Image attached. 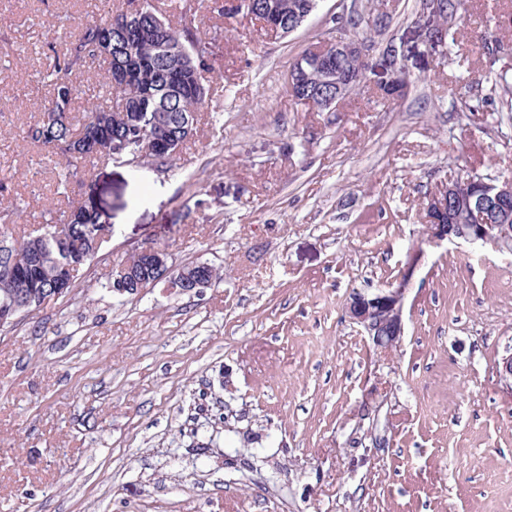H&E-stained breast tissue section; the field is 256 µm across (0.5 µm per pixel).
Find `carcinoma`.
<instances>
[{"mask_svg":"<svg viewBox=\"0 0 512 512\" xmlns=\"http://www.w3.org/2000/svg\"><path fill=\"white\" fill-rule=\"evenodd\" d=\"M317 0H288L283 19L265 10L268 0H251V10L281 28L294 26L310 16ZM141 35L127 41L112 34V59L99 60L97 42L101 24L88 23L69 44L63 57L55 58L41 73L48 87L42 115L19 130L22 141L56 158L57 181L63 188L80 182L88 165L113 159L112 143L125 145L120 161L139 168L152 162L170 164L192 134L184 119L197 112L209 93L203 77L206 42L191 27L163 19L151 3L140 21ZM101 61L99 85L112 95L104 107L89 104L82 115L73 114L82 94L80 77L89 65ZM105 127L98 133L90 119ZM166 140L171 151L147 152L151 139ZM17 204L0 202V309L50 295L57 288L74 287L79 272L96 256L93 243L105 230L106 216L89 200L67 202L46 212L50 232L15 238L8 233L17 224Z\"/></svg>","mask_w":512,"mask_h":512,"instance_id":"cac0c4a2","label":"carcinoma"}]
</instances>
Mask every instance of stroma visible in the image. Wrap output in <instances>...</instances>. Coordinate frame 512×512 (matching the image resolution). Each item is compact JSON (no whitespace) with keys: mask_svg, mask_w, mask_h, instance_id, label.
<instances>
[{"mask_svg":"<svg viewBox=\"0 0 512 512\" xmlns=\"http://www.w3.org/2000/svg\"><path fill=\"white\" fill-rule=\"evenodd\" d=\"M421 0H358L368 46L335 111L288 73L327 34L319 0L281 37L197 10L210 75L170 169L98 164L82 190L112 235L71 293L0 334V512H512V253L428 243L423 204L475 172L512 179V112L490 96L512 57V0H462L446 41ZM105 0H0V179L30 233L60 199L17 129L36 75ZM400 67L402 94L380 84ZM483 101L482 112L466 105ZM222 277L112 292L136 248ZM423 251L397 348L346 313Z\"/></svg>","mask_w":512,"mask_h":512,"instance_id":"1","label":"stroma"}]
</instances>
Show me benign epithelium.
I'll list each match as a JSON object with an SVG mask.
<instances>
[{"mask_svg":"<svg viewBox=\"0 0 512 512\" xmlns=\"http://www.w3.org/2000/svg\"><path fill=\"white\" fill-rule=\"evenodd\" d=\"M336 34L311 50V55L326 61L333 57L363 59L364 45L346 34L342 25L334 28ZM360 75L342 74L330 68L309 76L315 84L334 86L333 93L320 101L323 110H332L336 104L356 86ZM479 194L463 192L462 179H450L428 198L426 212L427 240L439 243L445 240L463 242L471 246L491 245L500 251H512V237L508 225L512 223V180L482 178L478 181ZM461 203L462 222L466 229L455 236L445 232L437 224V217L448 212L454 201ZM137 262H127L112 276V290L125 293L139 289L142 281L137 279L138 270L154 276L153 283L166 282L184 293H196L212 285L213 279L202 278L191 266L177 268L169 263L168 253L155 246L135 249ZM409 281L401 279L395 288H378L371 293H354L347 305V314L352 323L358 325L379 349L389 348L401 342L404 335V305Z\"/></svg>","mask_w":512,"mask_h":512,"instance_id":"7a95c632","label":"benign epithelium"}]
</instances>
